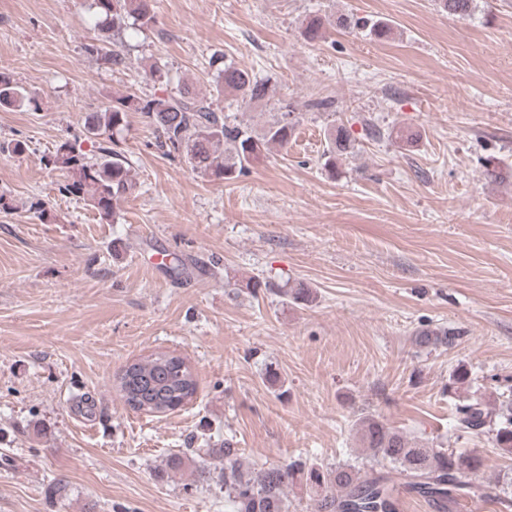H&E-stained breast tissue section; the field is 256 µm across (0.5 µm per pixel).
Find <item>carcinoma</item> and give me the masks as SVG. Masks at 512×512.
Wrapping results in <instances>:
<instances>
[{
  "label": "carcinoma",
  "instance_id": "carcinoma-1",
  "mask_svg": "<svg viewBox=\"0 0 512 512\" xmlns=\"http://www.w3.org/2000/svg\"><path fill=\"white\" fill-rule=\"evenodd\" d=\"M99 17V35L83 46L85 53L107 64L122 62L111 49L110 33L127 26L128 21L149 28L156 23L155 0H94ZM443 9L461 17L470 15L476 0H440ZM356 30L366 29L377 39L388 37L392 27L340 14L336 19L315 15L304 27V36L313 41L330 25ZM214 72L213 94L221 97L231 91L247 103L274 98L269 80L259 78L234 65L222 54L209 58ZM25 106L41 110L37 95L13 77L0 72V111ZM139 112L153 126L155 146L165 156L180 158L194 171L220 181L235 179L248 166L263 160L273 147L284 149L292 141L299 123L295 106L287 99L276 100L275 112L261 131L221 112L213 98L199 97L185 89L176 95L141 97L122 95L113 104L89 113L83 124L84 136L98 138L117 133L127 124L128 114ZM332 147L325 166H336V156L352 147L354 140L342 127L331 132ZM46 165L65 174L60 191L86 200L99 219L115 221L120 202L138 188L128 159L111 147L89 159L73 143L64 141L45 157ZM456 336L446 329L422 328L414 342L425 349L451 347ZM185 358L157 353L127 366L119 376L117 390L126 406L137 412L159 416L182 407L195 394L193 372L183 367ZM455 422L459 430L487 433L502 454L512 455V398L494 405L478 395L458 396ZM361 441L373 457L388 463L405 486L420 496L438 502L443 512H456L463 501L497 503L512 507V473L497 478L495 484H476L469 475L482 466L474 453L446 448H419L406 433L388 426L372 415L358 418ZM204 454L224 458V495L234 512H289L288 487L302 482L313 494L311 512H396L397 485L383 476L364 477L354 464H338L325 469L317 464L293 460L260 470L243 468L239 449L228 440L222 448H206Z\"/></svg>",
  "mask_w": 512,
  "mask_h": 512
}]
</instances>
